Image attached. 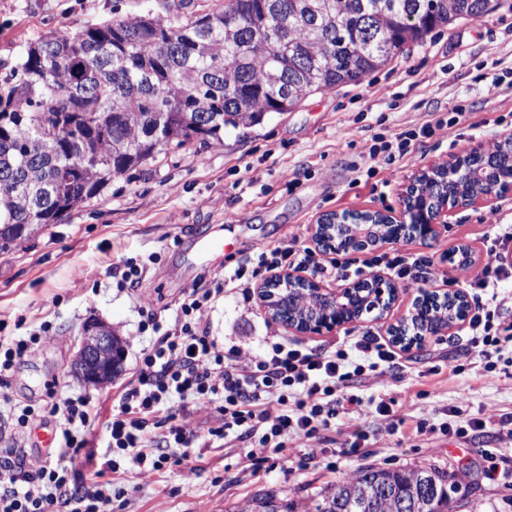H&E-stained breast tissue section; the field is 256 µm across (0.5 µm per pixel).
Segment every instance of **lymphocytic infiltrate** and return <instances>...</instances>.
Returning <instances> with one entry per match:
<instances>
[{"label": "lymphocytic infiltrate", "mask_w": 512, "mask_h": 512, "mask_svg": "<svg viewBox=\"0 0 512 512\" xmlns=\"http://www.w3.org/2000/svg\"><path fill=\"white\" fill-rule=\"evenodd\" d=\"M258 268L271 272L285 266L310 268L322 276H347L350 267L338 259L316 258L312 249L286 244L257 255ZM512 282V224H496L487 240L486 261L468 283L476 296L468 332L486 368H494L500 353L506 297ZM214 288H195L185 298L173 323L153 322L157 339L145 353L136 380L121 391L106 421H99L89 398H54L46 405L60 417L57 458L32 462L22 448H0V512H104L112 502L114 482H85L80 466L92 462L86 453L88 437L103 424L113 458L112 473L131 464L142 482H150L174 450L194 448L200 439L231 443L254 441L250 461L280 452L294 438H308L318 428L330 427L338 404L360 406V399L344 393L343 384L364 373L381 376L398 365L391 342L364 336L352 350L317 351L281 340L259 353L247 348L223 349L210 338L205 324ZM362 354L352 364L349 353ZM216 403L215 420L206 436L193 424L191 406ZM159 421L162 430L150 429Z\"/></svg>", "instance_id": "obj_1"}]
</instances>
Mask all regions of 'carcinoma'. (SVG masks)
<instances>
[{
  "mask_svg": "<svg viewBox=\"0 0 512 512\" xmlns=\"http://www.w3.org/2000/svg\"><path fill=\"white\" fill-rule=\"evenodd\" d=\"M491 0H222L174 20L149 9L26 46L0 89V251L60 223L125 175L192 141L219 140L312 92L356 82ZM282 284L269 303L303 317ZM431 467H364L306 512H449ZM234 512H298L273 489Z\"/></svg>",
  "mask_w": 512,
  "mask_h": 512,
  "instance_id": "carcinoma-1",
  "label": "carcinoma"
}]
</instances>
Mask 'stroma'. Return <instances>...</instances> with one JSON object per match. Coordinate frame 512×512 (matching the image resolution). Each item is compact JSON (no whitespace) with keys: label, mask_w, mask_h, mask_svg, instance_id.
Instances as JSON below:
<instances>
[{"label":"stroma","mask_w":512,"mask_h":512,"mask_svg":"<svg viewBox=\"0 0 512 512\" xmlns=\"http://www.w3.org/2000/svg\"><path fill=\"white\" fill-rule=\"evenodd\" d=\"M477 19L434 29L421 45L354 83L316 92L292 111L274 113L245 130H225L223 141L192 143L114 179L94 199L62 223L44 226L11 251L0 252V341L39 336L31 357L19 362L0 388V448L14 447L13 409L41 405L49 393L92 398L99 426L89 437L105 455L104 419L122 389L137 378L141 358L154 336L142 331L148 318L172 319L194 288H210L225 269L242 259L298 239L316 245L323 214L401 211L407 185L432 164L474 146L493 147L512 134V0ZM162 11L161 0H0V78L31 42L67 25L77 30L103 21ZM497 62L503 83L486 87L485 65ZM469 115L464 130L444 127L392 165L371 167L366 143L419 122L424 113ZM512 224V193L490 206L452 212L437 239L382 243L376 253L394 250L426 255L443 273L437 291L463 290L485 263L489 217ZM224 238L223 253L198 261L199 233ZM472 247L476 261L452 265L455 245ZM146 264L139 287L116 276L127 261ZM262 272L248 289L225 288L207 311L210 336L218 345L291 343L322 349L365 334L388 336L407 315L418 286L399 282V294L384 315L304 334L275 320L261 290ZM91 320L107 323L121 337L124 362L112 382L94 388L71 376L81 330ZM458 357L461 374H431L435 365ZM361 401L366 440L353 447L348 418L338 415L329 429L271 455L260 469L246 459L239 443L214 442L168 462L154 481L142 483L127 471L123 496L106 512H226L262 488L305 504L359 468L404 470L433 467L453 474L450 512H512V481H490L483 474L481 449L503 447L502 430L512 424V344H506L496 370L486 371L464 326L426 337L402 352V364L384 377L353 390ZM387 402L398 419L375 411ZM485 422L478 430L468 421ZM453 421L454 430L443 427ZM194 476H187L188 468Z\"/></svg>","instance_id":"stroma-1"}]
</instances>
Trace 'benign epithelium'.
I'll return each instance as SVG.
<instances>
[{"label":"benign epithelium","instance_id":"1","mask_svg":"<svg viewBox=\"0 0 512 512\" xmlns=\"http://www.w3.org/2000/svg\"><path fill=\"white\" fill-rule=\"evenodd\" d=\"M512 192V135L504 136L492 150L480 146L455 154L446 164L429 167L417 175L406 187L403 209L396 214L387 212H364L348 223L343 215L329 213L317 224L316 242L324 250L362 251L383 241L423 242L434 239L439 227L447 223L448 213L463 206L486 204L492 198ZM288 283V287L302 292L310 291L318 297L303 321L293 319L282 311L279 317L289 325L305 333H318L324 329L354 321L360 317L357 308L364 295L375 290L378 293L377 307L386 309L388 301L395 298L396 286L390 279L378 274L369 279L354 282L350 286L327 294L315 281L290 274L275 277L266 282L264 294L272 293L276 284ZM425 299L452 301L459 309L457 316L433 330L414 321L415 310L396 326L391 335L405 345H417L428 335L449 330L464 321L468 301L462 292L451 295L439 294L429 289L419 290L412 305ZM123 362L121 340L112 335V329L103 322L93 321L82 330L79 350L71 364V373L89 385L107 383L120 372Z\"/></svg>","mask_w":512,"mask_h":512}]
</instances>
